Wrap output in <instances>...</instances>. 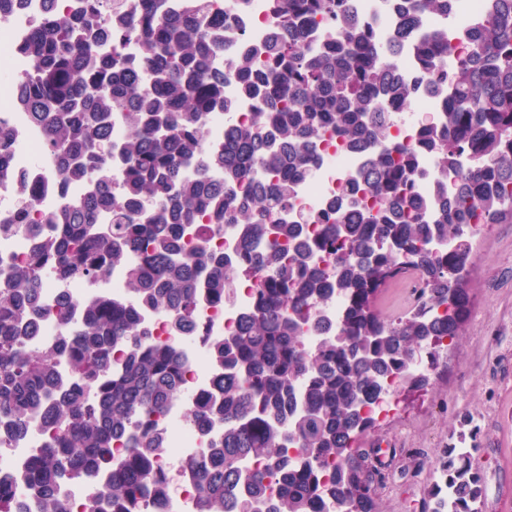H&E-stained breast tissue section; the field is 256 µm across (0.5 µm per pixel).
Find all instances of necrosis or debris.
I'll list each match as a JSON object with an SVG mask.
<instances>
[{"instance_id": "1", "label": "necrosis or debris", "mask_w": 512, "mask_h": 512, "mask_svg": "<svg viewBox=\"0 0 512 512\" xmlns=\"http://www.w3.org/2000/svg\"><path fill=\"white\" fill-rule=\"evenodd\" d=\"M486 0H450L448 14L444 17L423 18L418 30L426 32L437 27H447L448 43L459 48L467 43V30L480 22ZM212 12L223 14L224 31L236 42L255 47L263 44L272 23L270 0H210ZM342 12L360 18L380 41H387L403 20L393 0H343ZM44 0H23L13 13L12 24L0 30V130L8 132L13 144L11 171L0 178V216L15 212L21 185L38 187V206L45 211L58 210L68 200L84 196L82 183L63 184L57 167L48 157L43 130L29 124L25 113L19 112L13 102V81L27 67L17 47L42 19ZM224 93L234 100L236 110L226 115L209 113L205 122L202 150H210L223 143L224 132L230 123L246 122L255 109L254 102L240 99L234 83H226ZM359 168L358 157L334 135H326L320 156L312 174L297 189L293 208L307 213H321L329 209L341 194L342 188L355 176ZM43 293L47 305H54L60 295H67L74 303L72 318H80L82 304L98 295L113 300L131 302L126 288L125 270L111 267L96 281L72 280L61 284L46 279ZM256 303L252 284H238L232 300L224 301L203 296L197 314L196 335L185 338L182 344L186 373L183 395L164 414L154 416L152 425L164 439V448L156 456V463L171 482V490L163 502L145 500L141 512H196L198 493L194 478L185 463L191 458L205 456L212 438L223 435V425H215L210 433H203L197 425L188 423L186 413L194 398L211 387L216 373L205 343L206 338L223 337L240 316ZM41 430H34L23 437H13L0 447V476L11 478L16 500L31 495L23 479L25 467L34 453L42 446Z\"/></svg>"}]
</instances>
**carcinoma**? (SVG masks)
Segmentation results:
<instances>
[{"mask_svg":"<svg viewBox=\"0 0 512 512\" xmlns=\"http://www.w3.org/2000/svg\"><path fill=\"white\" fill-rule=\"evenodd\" d=\"M99 2L82 0L79 9L37 23L24 49L30 69L14 91L15 107L45 131L63 183L87 185L84 197L44 214L26 190L16 215L0 220L1 232L18 224L56 227L25 261L0 270V424L9 436L39 417L44 424V448L24 474L34 491L30 512H70L65 484L97 476L104 491L89 512H138L136 496L149 488L167 496L169 480L153 460L162 438L137 420L164 413L180 397V333L200 304L199 284L230 300L243 277L256 284V306L239 328L209 344L214 388L186 415L191 423L224 424L221 444L188 462L199 512H227L225 494L236 486L245 491L233 497L236 512H323L317 490L329 466L336 512H379L374 449L360 443L375 427L365 407L386 392L389 378L402 389L432 385L443 341L460 335L474 225L512 223V0H491L467 47L450 49L446 30L420 37L429 82L447 83L448 94L439 118L420 126L418 145L397 158L378 146L391 107L405 110L416 87L393 77L385 59L420 16L448 12V0H404V23L390 42L341 14L340 0H274V37L246 52L224 38V17L210 12L209 0H186L180 18L171 16L168 0H143L137 13L114 12L109 21ZM318 20L336 31L319 46L306 38ZM114 29L132 34L139 56L118 45L101 49ZM218 50L227 57L222 72L210 66ZM229 80L257 112L205 154V115L234 108L224 97ZM117 111L127 115V134L114 143ZM326 130L363 149L360 177L380 208L357 207L353 182L328 211L276 221L290 209ZM466 151L473 165L464 171L457 158ZM424 153L435 180L459 181L431 212L412 194ZM260 169L278 180H257ZM103 208L112 223L101 228ZM203 216L209 223H200ZM192 224L200 229L188 252L183 236ZM234 224L247 225L249 234L229 260L208 239ZM303 224L317 225L316 237L301 239ZM445 237L454 241L451 252L429 248ZM282 240L293 245L286 262ZM406 259L420 293L409 314L385 318L374 301ZM112 266L126 269L139 307L94 298L59 345L27 344L28 316L47 277L93 278ZM333 292L346 301L336 335L307 351L302 323ZM140 307L168 315L175 338L151 341ZM116 348L123 351L117 363ZM423 350L433 371L418 374L410 364ZM62 358L71 371L65 384ZM123 432L129 439L117 460L115 436ZM473 452L455 444L436 450L428 512H479L484 482ZM249 458L258 465L246 470ZM271 478L278 499L265 511Z\"/></svg>","mask_w":512,"mask_h":512,"instance_id":"1","label":"carcinoma"}]
</instances>
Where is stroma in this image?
I'll use <instances>...</instances> for the list:
<instances>
[{
	"label": "stroma",
	"instance_id": "obj_1",
	"mask_svg": "<svg viewBox=\"0 0 512 512\" xmlns=\"http://www.w3.org/2000/svg\"><path fill=\"white\" fill-rule=\"evenodd\" d=\"M472 250L463 331L442 355L435 385L405 394L401 413L365 439L396 451L380 512H424L434 452L457 442L464 419L479 431V512H512V224L476 234Z\"/></svg>",
	"mask_w": 512,
	"mask_h": 512
}]
</instances>
